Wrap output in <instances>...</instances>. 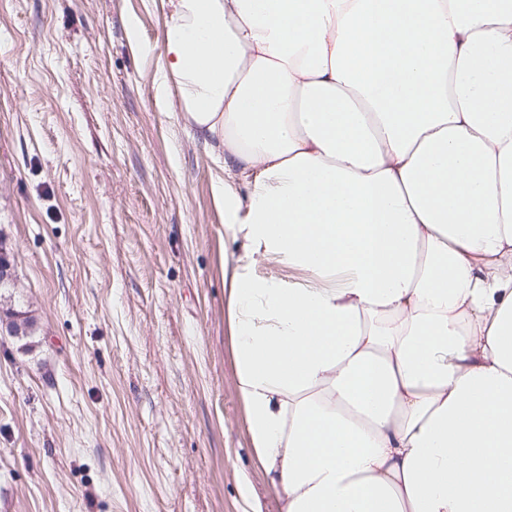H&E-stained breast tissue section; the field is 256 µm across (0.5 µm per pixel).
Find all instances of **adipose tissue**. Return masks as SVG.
I'll list each match as a JSON object with an SVG mask.
<instances>
[{
	"instance_id": "obj_1",
	"label": "adipose tissue",
	"mask_w": 512,
	"mask_h": 512,
	"mask_svg": "<svg viewBox=\"0 0 512 512\" xmlns=\"http://www.w3.org/2000/svg\"><path fill=\"white\" fill-rule=\"evenodd\" d=\"M162 2L278 512H512V0Z\"/></svg>"
}]
</instances>
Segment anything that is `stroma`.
Masks as SVG:
<instances>
[{"label":"stroma","instance_id":"35a3bbf8","mask_svg":"<svg viewBox=\"0 0 512 512\" xmlns=\"http://www.w3.org/2000/svg\"><path fill=\"white\" fill-rule=\"evenodd\" d=\"M161 0H0V512H277L225 321L224 168L156 104Z\"/></svg>","mask_w":512,"mask_h":512}]
</instances>
